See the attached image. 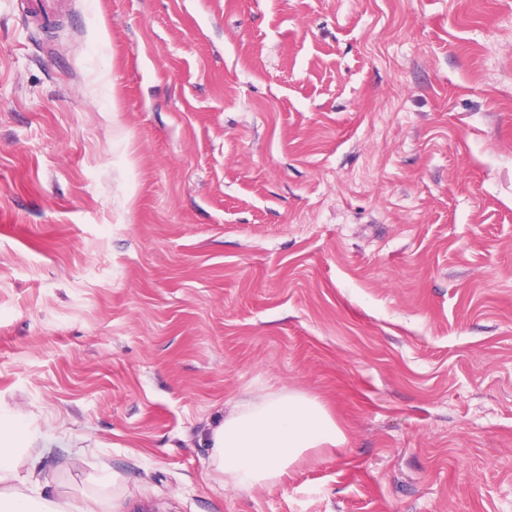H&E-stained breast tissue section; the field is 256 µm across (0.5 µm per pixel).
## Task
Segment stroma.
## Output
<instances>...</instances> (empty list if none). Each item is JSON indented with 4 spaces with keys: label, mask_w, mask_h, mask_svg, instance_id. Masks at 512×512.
<instances>
[{
    "label": "stroma",
    "mask_w": 512,
    "mask_h": 512,
    "mask_svg": "<svg viewBox=\"0 0 512 512\" xmlns=\"http://www.w3.org/2000/svg\"><path fill=\"white\" fill-rule=\"evenodd\" d=\"M345 433L273 489L240 395ZM111 512H512V0H0V423ZM58 0H29V17L38 25L50 23L58 6ZM207 438L225 482L247 490L278 486L312 450L346 440L317 398L288 389L239 399Z\"/></svg>",
    "instance_id": "obj_1"
}]
</instances>
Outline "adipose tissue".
<instances>
[{
	"mask_svg": "<svg viewBox=\"0 0 512 512\" xmlns=\"http://www.w3.org/2000/svg\"><path fill=\"white\" fill-rule=\"evenodd\" d=\"M7 433L0 438V512H98L96 499L77 509L40 494L41 478L20 471L38 454L32 439L17 423ZM344 442V432L317 398L288 389L239 399L208 434L216 470L225 482L247 490L274 488L312 450Z\"/></svg>",
	"mask_w": 512,
	"mask_h": 512,
	"instance_id": "1",
	"label": "adipose tissue"
}]
</instances>
